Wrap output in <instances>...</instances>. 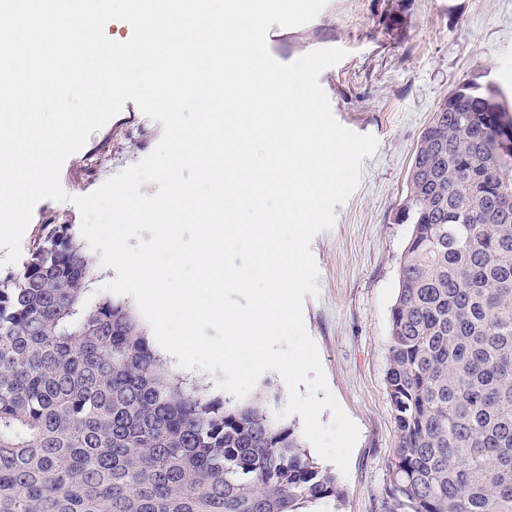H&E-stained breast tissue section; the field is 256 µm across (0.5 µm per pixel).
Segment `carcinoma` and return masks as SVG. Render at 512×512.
I'll use <instances>...</instances> for the list:
<instances>
[{
  "mask_svg": "<svg viewBox=\"0 0 512 512\" xmlns=\"http://www.w3.org/2000/svg\"><path fill=\"white\" fill-rule=\"evenodd\" d=\"M512 107L462 81L421 133L391 308L384 512H512ZM0 275V512H315L336 475L275 422L175 373L93 288L68 224Z\"/></svg>",
  "mask_w": 512,
  "mask_h": 512,
  "instance_id": "obj_1",
  "label": "carcinoma"
}]
</instances>
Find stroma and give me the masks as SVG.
Returning <instances> with one entry per match:
<instances>
[{
    "label": "stroma",
    "mask_w": 512,
    "mask_h": 512,
    "mask_svg": "<svg viewBox=\"0 0 512 512\" xmlns=\"http://www.w3.org/2000/svg\"><path fill=\"white\" fill-rule=\"evenodd\" d=\"M398 15L396 29L383 21ZM268 49L279 62L327 48L346 57L319 81L335 118L378 140L363 158L357 189L335 205L332 229L311 252L318 293L305 296L303 317L328 385L359 429L349 472L338 475L341 502L326 512H382L396 427L385 386L391 307L410 234L402 213L419 135L437 105L465 80L497 84L512 100V0H328L310 23L271 26ZM162 135L153 120L120 121L91 134L63 173L83 196L147 156ZM22 240L30 247L42 224L78 226L69 203L41 200Z\"/></svg>",
    "instance_id": "stroma-1"
}]
</instances>
